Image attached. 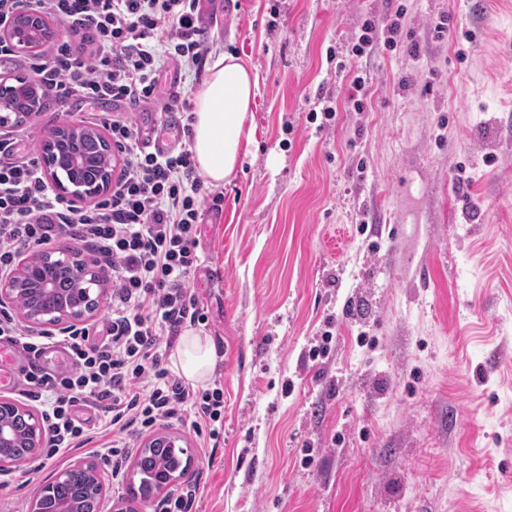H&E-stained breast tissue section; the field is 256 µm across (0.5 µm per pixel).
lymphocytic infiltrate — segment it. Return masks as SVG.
Segmentation results:
<instances>
[{"instance_id": "1", "label": "lymphocytic infiltrate", "mask_w": 512, "mask_h": 512, "mask_svg": "<svg viewBox=\"0 0 512 512\" xmlns=\"http://www.w3.org/2000/svg\"><path fill=\"white\" fill-rule=\"evenodd\" d=\"M91 45L86 54L62 45L35 63L44 92L60 108L70 101L123 108L106 120L122 170L109 197L83 207L59 195L32 155L28 136L0 139V272H8L23 247L68 235L89 244L112 265V308L106 336L90 344L87 328L63 337L26 334L10 313L0 312V340L27 353L63 342L66 369L29 372V393L43 407L49 434L46 458L81 448L92 430L77 416L94 408L102 430L125 440L128 430L149 432L173 422L224 434L222 384L197 391L162 366L183 328L205 324L207 310L191 287L201 264L197 251L205 210L220 209L224 193L196 173L188 125L180 122L188 100L159 93L160 73L176 61L200 74L214 49L203 35L200 0H37ZM155 103L173 117L177 142L150 148L138 109Z\"/></svg>"}]
</instances>
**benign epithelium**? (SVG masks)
Returning a JSON list of instances; mask_svg holds the SVG:
<instances>
[{
    "instance_id": "benign-epithelium-1",
    "label": "benign epithelium",
    "mask_w": 512,
    "mask_h": 512,
    "mask_svg": "<svg viewBox=\"0 0 512 512\" xmlns=\"http://www.w3.org/2000/svg\"><path fill=\"white\" fill-rule=\"evenodd\" d=\"M42 16L26 12L17 16L0 28V38L9 40L15 47L21 50L31 51L33 45L28 40V34L38 27ZM12 88L9 78L0 77V131L14 126L18 114L17 101L8 93ZM46 177L49 178L60 194L71 196L79 200L93 198L111 188L112 178L102 176L100 180L89 183L83 177L85 159L71 151L60 152L55 157L44 163ZM69 172L67 181H62L58 176L59 169ZM70 264L76 267L81 279H89L98 289L105 288L110 280V275L104 270L94 268L82 256L73 252L66 258ZM28 292L36 304L23 310L24 317L34 325H56L64 320H80L88 315V311L59 314L50 309L46 300L51 298L55 289L51 279L44 273L35 272L28 268L27 262L20 263L14 270L6 275H0V305L14 303L18 295ZM26 413V408L14 403L0 400V472L8 469L12 464L6 449L13 447L17 435L12 428L11 419L17 414ZM31 425L27 434V445L38 449L43 447L46 439V428L35 417H30Z\"/></svg>"
}]
</instances>
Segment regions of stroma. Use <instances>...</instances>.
Masks as SVG:
<instances>
[{
  "label": "stroma",
  "instance_id": "35a3bbf8",
  "mask_svg": "<svg viewBox=\"0 0 512 512\" xmlns=\"http://www.w3.org/2000/svg\"><path fill=\"white\" fill-rule=\"evenodd\" d=\"M201 11L215 53L248 61L258 92L254 143L203 216L191 279L224 385L218 447L179 430L196 512H512V0ZM368 19L399 21L397 50L380 39L351 56ZM115 112L53 103L22 129L38 143ZM145 442L117 478L103 437L14 464L0 512H29L79 460L98 466L100 512H159L128 492Z\"/></svg>",
  "mask_w": 512,
  "mask_h": 512
}]
</instances>
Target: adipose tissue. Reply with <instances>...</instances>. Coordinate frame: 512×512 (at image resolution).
I'll list each match as a JSON object with an SVG mask.
<instances>
[{"label": "adipose tissue", "mask_w": 512, "mask_h": 512, "mask_svg": "<svg viewBox=\"0 0 512 512\" xmlns=\"http://www.w3.org/2000/svg\"><path fill=\"white\" fill-rule=\"evenodd\" d=\"M258 76L244 59L224 54L194 92L191 135L196 168L205 183L231 182L254 138L252 106ZM177 367L191 382L206 381L216 363L208 338L186 331L176 349Z\"/></svg>", "instance_id": "ef3b65f1"}]
</instances>
